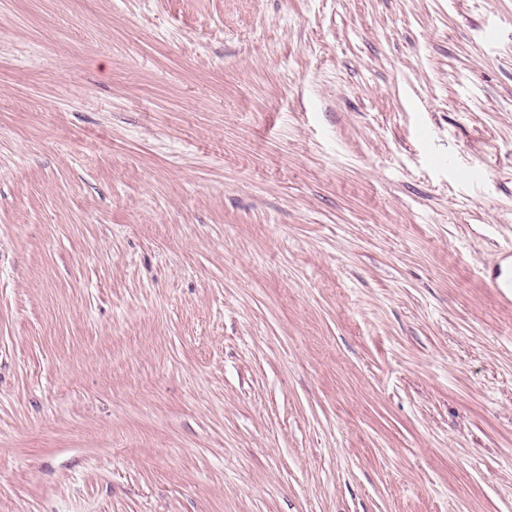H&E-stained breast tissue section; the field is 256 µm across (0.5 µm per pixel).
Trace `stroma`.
Wrapping results in <instances>:
<instances>
[{
  "instance_id": "stroma-1",
  "label": "stroma",
  "mask_w": 512,
  "mask_h": 512,
  "mask_svg": "<svg viewBox=\"0 0 512 512\" xmlns=\"http://www.w3.org/2000/svg\"><path fill=\"white\" fill-rule=\"evenodd\" d=\"M512 0H0V512H512Z\"/></svg>"
}]
</instances>
